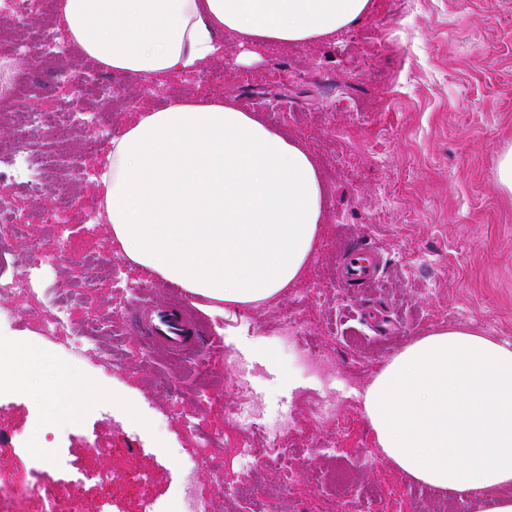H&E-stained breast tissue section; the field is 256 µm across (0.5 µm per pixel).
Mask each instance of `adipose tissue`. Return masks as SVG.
<instances>
[{
	"label": "adipose tissue",
	"mask_w": 512,
	"mask_h": 512,
	"mask_svg": "<svg viewBox=\"0 0 512 512\" xmlns=\"http://www.w3.org/2000/svg\"><path fill=\"white\" fill-rule=\"evenodd\" d=\"M372 0H59L83 55L123 77L198 70L237 46L335 39ZM127 259L233 308L283 293L307 270L327 221L311 152L218 95L136 115L99 177ZM383 454L451 497L498 494L512 512V347L467 328L408 345L363 394Z\"/></svg>",
	"instance_id": "1"
}]
</instances>
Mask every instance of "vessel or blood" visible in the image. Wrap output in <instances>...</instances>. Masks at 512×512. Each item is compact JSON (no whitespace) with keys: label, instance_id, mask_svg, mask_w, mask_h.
<instances>
[{"label":"vessel or blood","instance_id":"b4317fda","mask_svg":"<svg viewBox=\"0 0 512 512\" xmlns=\"http://www.w3.org/2000/svg\"><path fill=\"white\" fill-rule=\"evenodd\" d=\"M376 268L372 253L360 250L348 251L342 268L346 284L355 286L368 279ZM131 307L135 313L136 331L152 343L166 347L171 352H185L200 337L187 322L181 308L155 301L149 294L135 298Z\"/></svg>","mask_w":512,"mask_h":512}]
</instances>
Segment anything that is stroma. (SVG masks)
I'll return each mask as SVG.
<instances>
[{
  "instance_id": "35a3bbf8",
  "label": "stroma",
  "mask_w": 512,
  "mask_h": 512,
  "mask_svg": "<svg viewBox=\"0 0 512 512\" xmlns=\"http://www.w3.org/2000/svg\"><path fill=\"white\" fill-rule=\"evenodd\" d=\"M200 92L238 101L299 137L330 188L329 220L309 261L318 277L303 275L253 308L248 325L235 311L209 312L180 286L130 264L99 217L96 176L112 137L134 113ZM40 142L86 171L64 223L28 229L74 246L68 260L43 268L41 286L78 295L85 257L110 260L116 277L101 282L92 310L77 316L103 318L99 341L117 358L39 335L28 309L1 294L0 342L23 346L27 358L19 366L25 383L0 397V429L16 437L0 448V472L29 477L18 439L40 420L63 463L47 469L43 482L86 475L84 512H100L107 476L110 512L178 503L187 484L210 512H249L233 495L235 442L224 432L239 377L225 369L222 386L207 389L193 357L173 356L134 332L124 301L147 282L154 298L182 307L204 336L222 337L249 363L260 425L285 414L298 422L292 441L303 448L302 460L288 464L271 453L251 464L258 491L279 489L278 512H311L319 498L339 512H362L374 496L388 512H493L495 496L451 501L406 478L377 446L363 394L407 344L434 330L466 327L512 344V196L496 181L499 158L512 147V0H372L361 23L327 43L244 51L230 42L200 70L153 81L130 107L109 113L103 129L78 128L63 144L48 128ZM356 240L379 266L365 285L348 288L336 253ZM291 309L302 314L312 342L334 356V390L273 337ZM94 385L106 387L108 399L85 398ZM61 389L67 398L52 399ZM330 398L343 409L328 431L333 450L324 454L313 413ZM220 432L223 448L203 451V436ZM338 471L350 474V489L315 485L316 476Z\"/></svg>"
}]
</instances>
